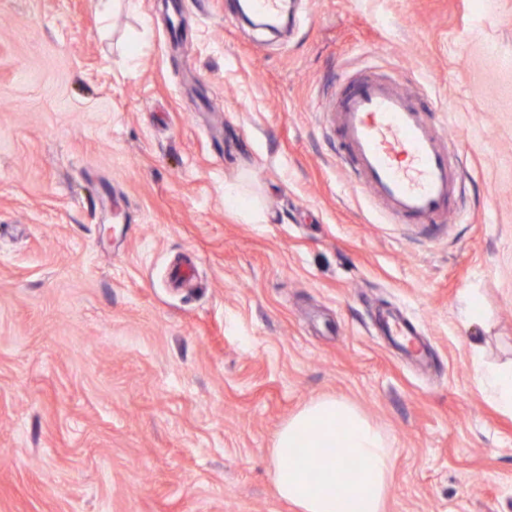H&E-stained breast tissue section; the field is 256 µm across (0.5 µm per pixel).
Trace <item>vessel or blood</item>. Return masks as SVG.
<instances>
[{"label": "vessel or blood", "instance_id": "b4317fda", "mask_svg": "<svg viewBox=\"0 0 512 512\" xmlns=\"http://www.w3.org/2000/svg\"><path fill=\"white\" fill-rule=\"evenodd\" d=\"M250 11L279 17L288 0H248ZM346 168L372 200L402 224H432L452 211L457 168L447 148L446 127L416 106L410 91L375 78L353 80L333 110ZM383 335L407 336L411 353L425 359L428 350L415 326L403 316L379 321Z\"/></svg>", "mask_w": 512, "mask_h": 512}]
</instances>
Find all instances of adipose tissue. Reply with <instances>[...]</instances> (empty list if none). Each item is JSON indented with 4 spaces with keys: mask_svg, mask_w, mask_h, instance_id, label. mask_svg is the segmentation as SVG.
<instances>
[{
    "mask_svg": "<svg viewBox=\"0 0 512 512\" xmlns=\"http://www.w3.org/2000/svg\"><path fill=\"white\" fill-rule=\"evenodd\" d=\"M475 379L512 413V362L479 366ZM271 456L276 490L299 512H384L390 439L345 400L326 396L305 405L277 432ZM349 458L357 474L347 471Z\"/></svg>",
    "mask_w": 512,
    "mask_h": 512,
    "instance_id": "adipose-tissue-1",
    "label": "adipose tissue"
}]
</instances>
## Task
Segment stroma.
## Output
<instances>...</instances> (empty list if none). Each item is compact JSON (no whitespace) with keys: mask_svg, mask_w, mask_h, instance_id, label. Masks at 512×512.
<instances>
[{"mask_svg":"<svg viewBox=\"0 0 512 512\" xmlns=\"http://www.w3.org/2000/svg\"><path fill=\"white\" fill-rule=\"evenodd\" d=\"M224 2L0 0V512H297L270 448L324 395L390 436L384 512H512V0ZM368 75L446 122L444 223L342 164ZM250 11L263 18H277L288 7L287 0H249ZM379 328L384 336L391 338L401 348H403L405 352L415 356L416 359L424 360L427 357L428 350L417 337L419 335L415 326L403 316L394 313L387 314L380 319ZM396 336H413L410 343L411 351L407 350L408 346L400 343ZM475 379L503 411L512 413V362L479 366L475 369Z\"/></svg>","mask_w":512,"mask_h":512,"instance_id":"1","label":"stroma"}]
</instances>
